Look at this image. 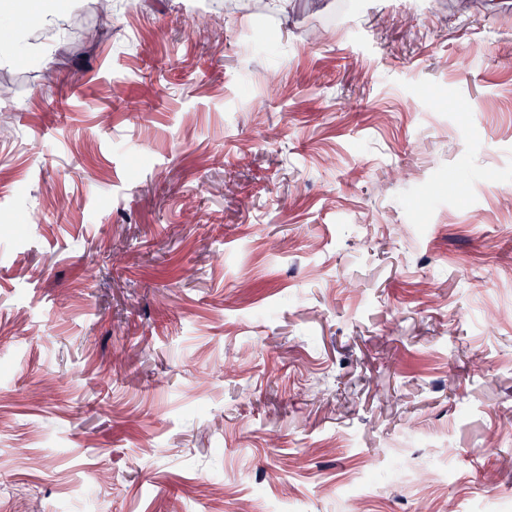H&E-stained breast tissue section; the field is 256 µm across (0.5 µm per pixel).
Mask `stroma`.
<instances>
[{
	"label": "stroma",
	"mask_w": 512,
	"mask_h": 512,
	"mask_svg": "<svg viewBox=\"0 0 512 512\" xmlns=\"http://www.w3.org/2000/svg\"><path fill=\"white\" fill-rule=\"evenodd\" d=\"M4 78L0 512H512V0H76Z\"/></svg>",
	"instance_id": "1"
}]
</instances>
